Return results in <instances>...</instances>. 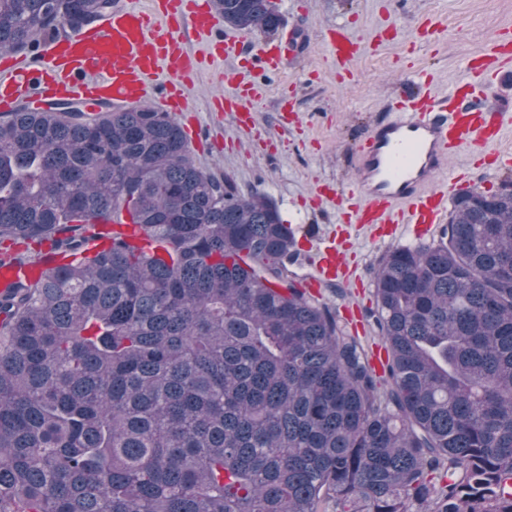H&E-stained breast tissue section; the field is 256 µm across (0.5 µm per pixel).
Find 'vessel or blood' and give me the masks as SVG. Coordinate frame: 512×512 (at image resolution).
I'll return each mask as SVG.
<instances>
[{
  "label": "vessel or blood",
  "mask_w": 512,
  "mask_h": 512,
  "mask_svg": "<svg viewBox=\"0 0 512 512\" xmlns=\"http://www.w3.org/2000/svg\"><path fill=\"white\" fill-rule=\"evenodd\" d=\"M205 49L187 47L188 36ZM324 40L331 59L344 66L358 51L357 41L339 24L327 27ZM238 61L244 51L225 32L208 0H149L147 7H113L110 15L78 32L64 44H47L30 58L0 62V111L12 110L22 96L54 101L113 103L153 101L169 112L189 109L188 90L209 60ZM411 104H399L375 123L353 155L356 182L351 201L340 212L343 230L320 234L303 227L302 237L317 256L304 285L311 295L333 283L357 285L361 277L347 256L345 239L361 234L371 240L409 239L432 245L448 218V205L463 177L448 171L450 154L470 144L496 142L504 115L489 105L491 87L475 89L459 79L448 94L433 93L415 80ZM256 85H236L233 93L213 100L210 111L230 114L238 129L255 128ZM48 257L35 265L0 266V287L29 268L52 266Z\"/></svg>",
  "instance_id": "b4317fda"
}]
</instances>
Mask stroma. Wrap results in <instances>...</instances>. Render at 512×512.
<instances>
[{
	"label": "stroma",
	"instance_id": "obj_1",
	"mask_svg": "<svg viewBox=\"0 0 512 512\" xmlns=\"http://www.w3.org/2000/svg\"><path fill=\"white\" fill-rule=\"evenodd\" d=\"M283 29H295L301 43L289 44L288 63L272 73L256 66L235 70L218 58L195 80L196 140L189 146L198 167L228 176L241 192L259 191L277 206L283 223L335 230L338 211L356 175L352 155L369 127L388 114L413 89L414 72L430 78L443 94L463 74L465 60H479L474 86L494 83L499 102L511 117L503 124L497 150L512 153V54L498 68L481 64L498 44L512 42V0H276ZM346 24L361 50L348 70L337 69L321 39L326 27ZM260 84L257 136L241 133L224 113L208 111L211 98L231 91L235 78ZM292 102L297 122L278 123L281 96ZM450 165L463 169L471 187L496 190L512 179V167L489 169L482 153L467 148ZM337 189L338 197L315 209L307 204L318 188ZM386 245L367 238L352 241L349 255L363 287H335L324 302L355 310L365 348L382 340L366 317L374 305V275Z\"/></svg>",
	"mask_w": 512,
	"mask_h": 512
}]
</instances>
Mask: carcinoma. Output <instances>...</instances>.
<instances>
[{
  "label": "carcinoma",
  "instance_id": "cac0c4a2",
  "mask_svg": "<svg viewBox=\"0 0 512 512\" xmlns=\"http://www.w3.org/2000/svg\"><path fill=\"white\" fill-rule=\"evenodd\" d=\"M112 0H0V51ZM276 33L274 0H212ZM0 114V245L63 263L0 293V512H512V181L386 252L377 371L288 274L276 205L145 105ZM131 216L166 259L98 225Z\"/></svg>",
  "mask_w": 512,
  "mask_h": 512
}]
</instances>
